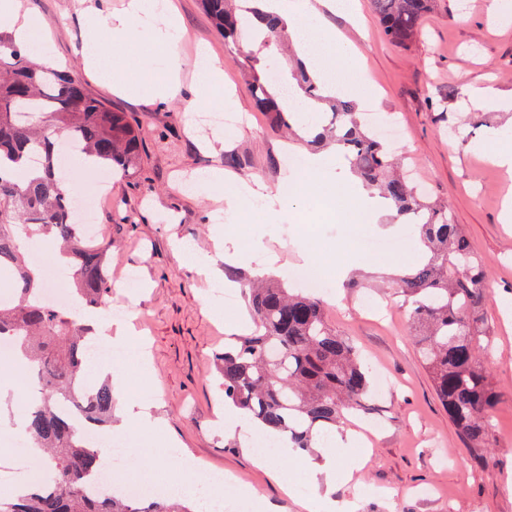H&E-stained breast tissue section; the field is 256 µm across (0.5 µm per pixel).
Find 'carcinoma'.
I'll return each instance as SVG.
<instances>
[{
    "mask_svg": "<svg viewBox=\"0 0 512 512\" xmlns=\"http://www.w3.org/2000/svg\"><path fill=\"white\" fill-rule=\"evenodd\" d=\"M227 43L245 30L271 45L285 26L265 13L259 0H200ZM386 38L407 46L421 34L435 0H371ZM245 56L259 111L290 127L301 113L285 110L271 79ZM293 79L309 108L324 103L309 129L313 145L336 144L365 186L377 192L403 224H412L426 256L387 282L408 299L418 345L449 420L474 448L488 446L490 412L500 401L481 362L487 340L483 305L488 276L448 206L429 202L400 175L401 158L362 123L354 104L323 95L325 82L311 63L295 59ZM36 115L35 124L29 117ZM74 140L92 167L128 174L142 152L138 125L124 112L93 97L80 77L37 66L10 35H0V278L15 297L0 303V337L13 340L36 385L24 409L22 435L43 451L34 478L15 496L0 500V512H200L197 501L159 497L145 507L108 487L87 490L105 468L104 451L90 446L78 420L103 428L112 422V382L88 379L85 355L93 336L85 314L102 307L112 292L108 244H88L78 229L75 200L57 163L60 141ZM52 239L72 270L70 303L48 305L37 268L25 245ZM248 307L255 329L218 358L224 400L288 441L311 448L349 416L367 410L370 368L345 336L329 323L319 297L292 293L281 283L249 284Z\"/></svg>",
    "mask_w": 512,
    "mask_h": 512,
    "instance_id": "obj_1",
    "label": "carcinoma"
}]
</instances>
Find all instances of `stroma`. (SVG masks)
<instances>
[{
    "label": "stroma",
    "instance_id": "35a3bbf8",
    "mask_svg": "<svg viewBox=\"0 0 512 512\" xmlns=\"http://www.w3.org/2000/svg\"><path fill=\"white\" fill-rule=\"evenodd\" d=\"M20 2L43 23L42 37L55 61L79 75L91 95L134 119L144 144L138 171L108 174V200L96 215L99 237L109 244L112 292L106 303L131 307L129 321L152 357L150 369L136 361L125 366L128 388L142 396L154 422L136 432L135 466L115 472V481L172 480L192 489L201 483L190 467L196 461L214 476L213 492L247 490L251 503H263L267 512H305L303 501L323 493L335 503V512H512V222L503 219L512 174L484 149L493 136L500 150L512 148V114L473 106L466 95L472 86L512 93V14L493 15L491 0H437L420 38L401 47L384 36L370 0H358V21L326 16L327 27L350 43L351 55L333 52L317 62L318 68L346 77L348 97L359 111L399 128L397 154L414 168L425 190L447 202L485 264L491 344L482 362L501 400L492 412L489 447L474 449L435 394L403 297L349 285L351 279L374 281L388 276L392 265L408 269L415 262L360 250V241L375 231L359 221L362 209L345 180L350 167L342 155L329 152L313 191L272 206L245 195L231 210L223 188L194 190L213 169L243 188L287 186L298 180L288 157L302 150L284 128L256 110L239 65L244 45L225 43L199 0H165L182 20L176 50L187 66L181 94L163 105L154 102L152 90L165 56L149 37L133 46H106L113 74L131 89L127 96L112 93L81 55L96 40L86 12L109 16L121 12L127 0ZM202 51L223 69V85L194 80L191 65ZM197 101L210 111L243 117V126L225 135L223 149L208 150L204 136L193 133L188 115ZM179 241L212 257L215 274H198L176 252ZM272 254L279 258L275 275L280 279L309 261L332 274L324 297L330 323L384 376L383 389L354 425L358 432L373 431L365 464L357 471L352 456H339L337 472L350 470L354 477L329 489L306 466L317 458V449L263 466L251 436L221 426L224 390L217 358L238 335L248 307L242 298L233 312L219 314L213 285L263 274ZM130 269L142 282L132 294L121 286ZM368 295L381 303V315L362 310Z\"/></svg>",
    "mask_w": 512,
    "mask_h": 512
}]
</instances>
